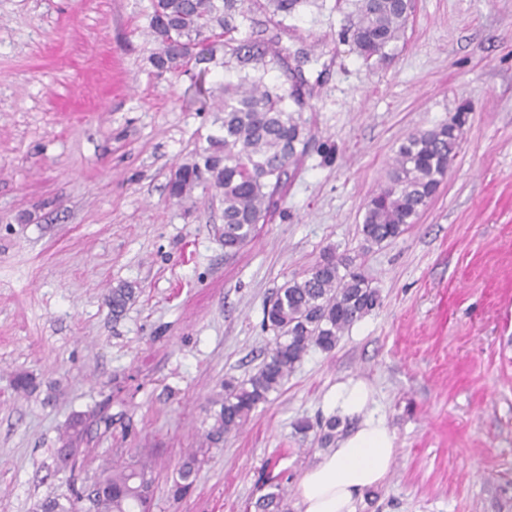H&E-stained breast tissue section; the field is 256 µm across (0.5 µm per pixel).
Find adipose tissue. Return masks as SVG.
<instances>
[{
    "label": "adipose tissue",
    "instance_id": "1",
    "mask_svg": "<svg viewBox=\"0 0 512 512\" xmlns=\"http://www.w3.org/2000/svg\"><path fill=\"white\" fill-rule=\"evenodd\" d=\"M372 390L363 381L337 385L331 404L339 415L357 419L299 481V512H357L367 490L381 485L397 456L395 436L386 423L368 416Z\"/></svg>",
    "mask_w": 512,
    "mask_h": 512
}]
</instances>
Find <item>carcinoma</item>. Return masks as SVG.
<instances>
[{"instance_id": "obj_1", "label": "carcinoma", "mask_w": 512, "mask_h": 512, "mask_svg": "<svg viewBox=\"0 0 512 512\" xmlns=\"http://www.w3.org/2000/svg\"><path fill=\"white\" fill-rule=\"evenodd\" d=\"M310 0H265L264 10L273 26L294 17ZM352 10L341 29L364 63L371 65L389 55L408 21L409 0H348ZM147 28L157 49L150 56L156 75L188 71L198 54L205 68L220 64L239 71L235 83L224 84L221 128L223 135L210 139L209 148L192 162L179 165L166 184L169 197L179 201L194 189H212L224 201L220 235L226 252L235 254L255 236L265 222L272 199L283 177L306 145L305 124L297 96L303 83L290 88L265 82L269 66L290 56L278 34L256 21L247 0H148ZM254 37L239 39L244 27ZM461 121L417 131L399 146L386 184L365 206L361 234L366 244L380 246L403 235L420 211L437 193L448 166L460 146ZM134 287L119 283L107 298L112 317H121L134 298ZM380 305L357 257L324 250L320 259L278 288L263 308L264 328L273 333V346L255 373L243 380L224 382L223 393L212 401L214 424L205 435L217 444L238 430L256 406L279 390L288 375L312 348L332 351L355 322ZM339 421L332 417L313 425L295 423L298 434L316 431L326 446ZM153 451L144 448L129 463L104 464L94 480L75 491L63 504L46 497L41 512H153ZM201 468L198 452L189 453L174 480V497L186 495ZM268 492L255 503L257 512H288L281 479L267 480Z\"/></svg>"}]
</instances>
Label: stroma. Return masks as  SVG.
I'll return each mask as SVG.
<instances>
[{
	"instance_id": "1",
	"label": "stroma",
	"mask_w": 512,
	"mask_h": 512,
	"mask_svg": "<svg viewBox=\"0 0 512 512\" xmlns=\"http://www.w3.org/2000/svg\"><path fill=\"white\" fill-rule=\"evenodd\" d=\"M146 4L0 0V512H39L138 448L156 457L154 512H252L277 474L298 512V482L324 450L294 425L334 416L325 398L350 379L372 388L369 411L398 448L358 512H512V0H411L374 67L339 37L342 0L291 20L283 41L309 60L266 80H304L311 142L233 256L215 191L165 190L219 126L192 74L153 73ZM461 112L431 204L365 247L364 206L401 142ZM329 246L361 254L379 306L332 351L310 350L174 499L212 397L269 350L266 300ZM120 283L136 294L116 319L106 298ZM75 418L72 472L56 450Z\"/></svg>"
}]
</instances>
